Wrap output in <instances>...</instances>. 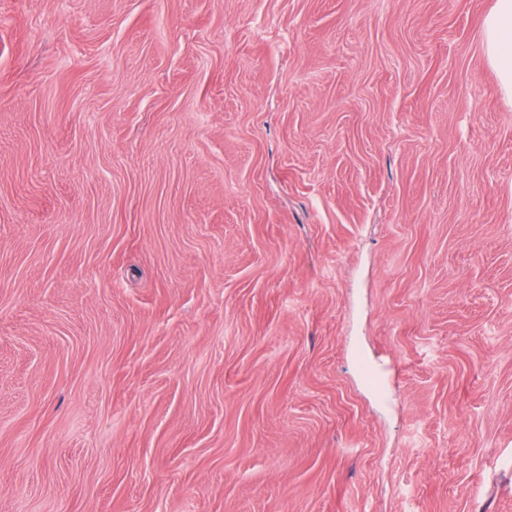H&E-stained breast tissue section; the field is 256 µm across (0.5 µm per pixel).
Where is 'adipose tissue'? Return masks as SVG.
I'll use <instances>...</instances> for the list:
<instances>
[{"mask_svg":"<svg viewBox=\"0 0 512 512\" xmlns=\"http://www.w3.org/2000/svg\"><path fill=\"white\" fill-rule=\"evenodd\" d=\"M483 44L502 90L512 95V0H494L483 24Z\"/></svg>","mask_w":512,"mask_h":512,"instance_id":"obj_1","label":"adipose tissue"}]
</instances>
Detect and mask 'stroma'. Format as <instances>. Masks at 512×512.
<instances>
[{
  "instance_id": "35a3bbf8",
  "label": "stroma",
  "mask_w": 512,
  "mask_h": 512,
  "mask_svg": "<svg viewBox=\"0 0 512 512\" xmlns=\"http://www.w3.org/2000/svg\"><path fill=\"white\" fill-rule=\"evenodd\" d=\"M493 3L0 0V512H512Z\"/></svg>"
}]
</instances>
